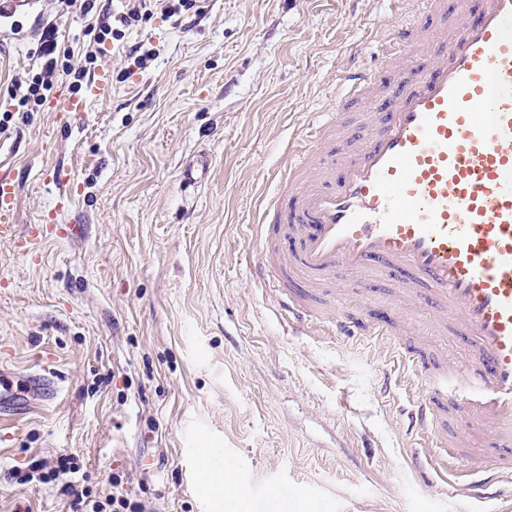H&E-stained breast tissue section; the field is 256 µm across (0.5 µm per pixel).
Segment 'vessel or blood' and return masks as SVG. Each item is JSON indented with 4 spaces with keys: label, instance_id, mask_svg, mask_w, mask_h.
<instances>
[{
    "label": "vessel or blood",
    "instance_id": "vessel-or-blood-1",
    "mask_svg": "<svg viewBox=\"0 0 512 512\" xmlns=\"http://www.w3.org/2000/svg\"><path fill=\"white\" fill-rule=\"evenodd\" d=\"M441 31L429 43L411 20L396 19L380 69L346 70L336 102L376 99L382 113L345 128L340 152L319 141L292 151L279 175L280 198L257 225L258 280L271 283L291 322L348 336L360 322L344 307L322 305L315 288L342 273L396 276L407 311L419 315L428 289L440 328L455 325L472 363L432 372L426 356H408L425 390L413 425L428 438L435 468L455 475L468 445L449 432L443 409L483 426L496 448L489 467L463 484L483 499L512 491V0H414ZM396 72L390 91L381 69ZM112 93L99 71L83 97L61 111L85 112ZM17 189L0 176V240L38 256L64 237L59 224L17 233ZM224 492L242 506L252 489L233 472Z\"/></svg>",
    "mask_w": 512,
    "mask_h": 512
}]
</instances>
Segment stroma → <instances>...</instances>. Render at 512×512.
<instances>
[{
    "label": "stroma",
    "instance_id": "stroma-1",
    "mask_svg": "<svg viewBox=\"0 0 512 512\" xmlns=\"http://www.w3.org/2000/svg\"><path fill=\"white\" fill-rule=\"evenodd\" d=\"M97 0L82 14L63 0L17 13L23 38L0 39V106L12 79L39 70L43 28L59 29L60 57L81 64L90 26L123 11ZM400 0H203L199 12L122 27L97 66L119 74L137 46L150 67L113 82L78 119L55 101L11 110L0 134V174L18 192L19 231L74 224L38 260L0 241V371L41 367L54 399L16 398L0 421V512H68L57 486L21 483L34 460L78 456L93 495L123 471L147 512H237L214 474L299 485L289 503L266 497L250 512H500L501 501L450 492L406 411L421 383L374 336L298 329L270 288L254 281L252 231L290 145L313 138L319 114L355 120L332 95L352 56L379 62ZM72 174L63 188L54 167ZM344 276L333 294L363 317L402 308L388 282L359 291ZM431 368L468 364L460 337L407 334ZM401 377L390 394L384 375ZM204 458L211 479L192 484Z\"/></svg>",
    "mask_w": 512,
    "mask_h": 512
}]
</instances>
